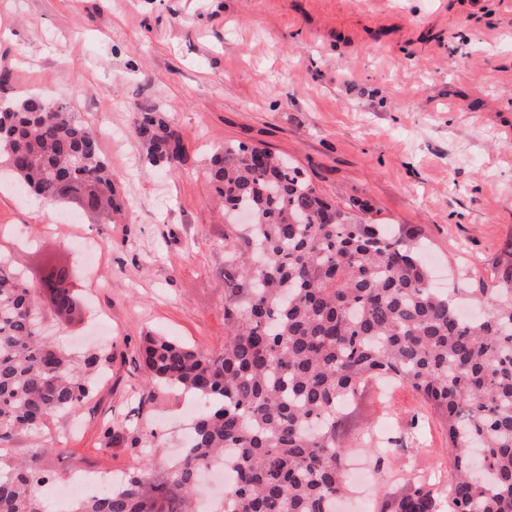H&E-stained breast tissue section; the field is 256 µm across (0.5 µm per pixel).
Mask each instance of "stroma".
<instances>
[{"instance_id":"35a3bbf8","label":"stroma","mask_w":512,"mask_h":512,"mask_svg":"<svg viewBox=\"0 0 512 512\" xmlns=\"http://www.w3.org/2000/svg\"><path fill=\"white\" fill-rule=\"evenodd\" d=\"M0 100L70 102L119 177L125 223L69 204L35 207L0 185V258L38 285L47 264L75 267L84 304L47 312V333L111 360L91 397L41 436H13V458L38 457L68 480L80 471L122 478L155 432L162 456L185 444L193 401L143 397L137 357L145 331L203 352L224 346V256L240 231L213 203L205 166L227 141L291 158L323 195L368 224L412 230L436 279L459 306L478 304L512 262V0H0ZM150 103L186 155L144 165L133 131ZM369 385L348 407L343 439L392 421L428 446L394 452L369 493V512L405 493L412 471L436 472L447 445L417 419V396L389 406ZM125 435L106 445L105 430ZM62 454H37L39 442Z\"/></svg>"}]
</instances>
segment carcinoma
Listing matches in <instances>:
<instances>
[{"mask_svg": "<svg viewBox=\"0 0 512 512\" xmlns=\"http://www.w3.org/2000/svg\"><path fill=\"white\" fill-rule=\"evenodd\" d=\"M134 132L146 165L185 154L152 105ZM53 207L123 215L118 176L71 107L40 97L0 104V170ZM208 176L224 209L244 211L245 250L224 262V348L204 353L147 332L138 364L146 387L188 392L202 411L182 456L155 474V457L70 512H196L199 474L235 472L217 512H336L348 490L343 404L365 382L389 378L414 391L448 437L445 495L415 481L386 512H512V265L464 319L430 279L412 233L363 224L320 196L299 169L264 147L232 142ZM69 265L46 272L51 307L81 304ZM34 289L0 262V442L33 432L87 400L104 352L72 353L41 334ZM380 471L390 451L365 441ZM51 476L0 454V512H47Z\"/></svg>", "mask_w": 512, "mask_h": 512, "instance_id": "obj_1", "label": "carcinoma"}]
</instances>
